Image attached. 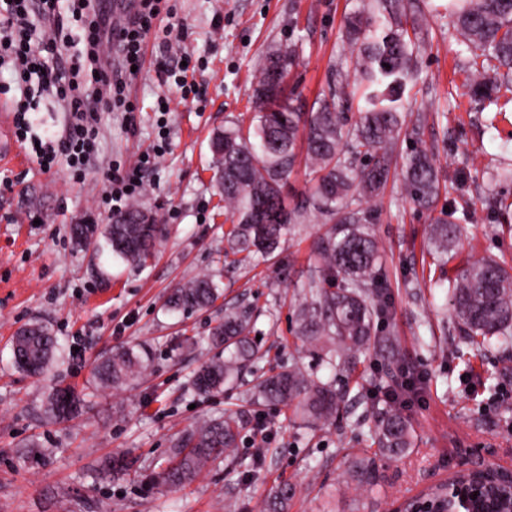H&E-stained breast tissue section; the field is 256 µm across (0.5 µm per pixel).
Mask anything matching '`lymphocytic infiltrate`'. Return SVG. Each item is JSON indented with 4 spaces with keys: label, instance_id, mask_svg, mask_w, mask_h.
<instances>
[{
    "label": "lymphocytic infiltrate",
    "instance_id": "obj_1",
    "mask_svg": "<svg viewBox=\"0 0 512 512\" xmlns=\"http://www.w3.org/2000/svg\"><path fill=\"white\" fill-rule=\"evenodd\" d=\"M94 0H0V70H10L20 92L16 136L44 172L67 164L81 172L96 149L104 112H129L126 95L133 67L141 66L156 14L166 0H140L139 11L122 28L112 26V12L96 10ZM121 52V73L112 70L113 50ZM50 91L69 112L59 139L31 136L27 113L37 94ZM154 156L140 155L133 168L113 166L108 200L112 213L124 211L142 186V172Z\"/></svg>",
    "mask_w": 512,
    "mask_h": 512
}]
</instances>
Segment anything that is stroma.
<instances>
[{
  "instance_id": "obj_1",
  "label": "stroma",
  "mask_w": 512,
  "mask_h": 512,
  "mask_svg": "<svg viewBox=\"0 0 512 512\" xmlns=\"http://www.w3.org/2000/svg\"><path fill=\"white\" fill-rule=\"evenodd\" d=\"M170 3L184 21L173 52L190 55L201 98L169 93L154 65L157 43L148 41V62L127 91L134 110L103 114L99 153L82 180L61 170L42 172L27 155L0 166V512H254L279 482L295 488L289 512H397L462 465L512 466V348L494 344L475 353L440 283L454 278L465 257L512 265V217L501 219L482 198L486 168L512 166V104L492 119L467 95L464 47L448 34V0H430L428 38L406 107L412 114L432 106L442 111L423 140L455 186L449 203L476 202L484 221L469 225L456 257L439 270L428 255L432 217L414 209L401 180L391 179L373 203L371 229L392 293L387 328L425 378L421 399L407 411L413 445L398 458L376 456L367 426L355 424L362 399L381 388L389 372L375 356L363 357L338 383L350 399L346 419L315 430L286 409L250 406L252 373L228 393L203 397L190 387L193 372L213 356L209 329L228 309L249 310L263 368L313 363L308 352L295 349L292 331L294 309L316 271L311 247L324 223L305 214L270 263L222 264L229 223L210 168L209 137L219 125H254V74L279 47L295 50L294 81L305 105L341 85L354 91L359 78L343 67L351 48L341 25L360 0ZM164 94L172 111L162 127L155 107ZM160 145L165 151L145 172L138 203L169 225L170 234L146 266L113 257L100 235L75 246L70 225L112 221L103 202L111 166L129 167ZM489 223L498 225L497 234L486 233ZM217 268L223 294L212 309L167 312L170 288ZM33 321L47 325L65 352L51 382L87 393L80 414L64 424L47 423L43 415L47 384L12 362V337ZM135 343L151 358L140 384L91 391L94 361ZM237 406L246 407L247 416L230 460L184 489L145 491L144 476L167 466L186 429ZM30 441L33 452L20 459L19 444ZM120 453L133 458L130 471L111 469L112 456ZM352 453L375 455L373 489L350 483Z\"/></svg>"
}]
</instances>
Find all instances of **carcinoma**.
Returning a JSON list of instances; mask_svg holds the SVG:
<instances>
[{
  "mask_svg": "<svg viewBox=\"0 0 512 512\" xmlns=\"http://www.w3.org/2000/svg\"><path fill=\"white\" fill-rule=\"evenodd\" d=\"M420 5L408 10L404 0H368L344 18L346 40L357 53L350 58L362 86L358 111L340 112L336 92L309 111L288 97V82L295 65L292 49L271 52L255 76L253 103L257 123L253 132L237 125L213 130L209 148L211 170L224 195L231 228L225 233L224 258L258 265L275 257L290 226L311 212L330 223L315 242L317 277L308 298L296 312V339L316 355L319 364L349 374L369 351L387 364L400 366L399 341L383 333L392 306L383 286L382 248L369 224L375 220L372 199L385 189L391 161L401 135L413 143L403 150L402 181L406 198L415 207L431 211L440 194L439 169L433 153L422 145L419 115L407 131L404 97L418 67L422 36ZM448 14L460 42L469 53L474 72L490 70L494 77L468 82L470 95L503 112L512 102V0H449ZM305 160L310 195L288 207L283 189L300 160ZM123 222L116 217L103 230L95 224H72L69 233L83 246L101 234L112 254L133 265H144L166 234V227L138 205ZM464 228L443 211L430 225L431 254L442 265L459 243ZM221 296L215 275L196 276L174 288L165 306L173 313L200 311ZM453 316L464 333L482 350L496 339L512 345V266L493 259L468 261L452 283ZM209 341L216 355L191 377L200 395L218 392L239 379L261 358V347L251 337L249 312L226 311L212 328ZM15 364L36 379L45 378L58 359V343L50 330L29 324L12 340ZM147 351L124 346L94 364L102 387L132 386L149 368ZM416 378L409 370L384 387L385 397H371L364 412L374 419L370 438L387 457L403 455L412 444L404 415L403 382ZM84 398L70 388H50L44 403L46 418L67 422L79 415ZM254 404L281 406L309 427L336 422L345 406V393L324 381L315 368L290 367L262 374L255 385ZM243 412L226 410L224 416L201 421L180 438L168 466L153 474L151 487L181 488L204 468L228 460L237 445ZM349 476L359 486L376 484L375 460L353 455ZM294 492L290 483L275 485L257 506V512H288ZM425 498L441 512L448 510L444 485L430 489Z\"/></svg>",
  "mask_w": 512,
  "mask_h": 512,
  "instance_id": "obj_1",
  "label": "carcinoma"
}]
</instances>
